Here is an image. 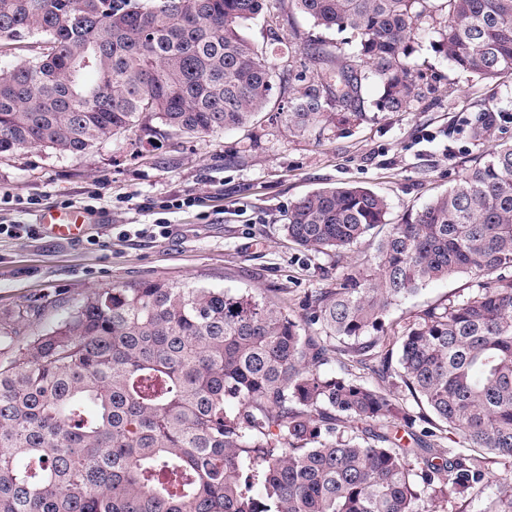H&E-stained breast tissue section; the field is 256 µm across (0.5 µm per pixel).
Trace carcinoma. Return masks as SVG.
<instances>
[{
	"label": "carcinoma",
	"mask_w": 512,
	"mask_h": 512,
	"mask_svg": "<svg viewBox=\"0 0 512 512\" xmlns=\"http://www.w3.org/2000/svg\"><path fill=\"white\" fill-rule=\"evenodd\" d=\"M429 2L289 0L360 40L350 53L308 45L317 80L270 119L305 130L332 103L352 107L363 66L381 109L423 98L405 44ZM442 6L455 68L512 73V0ZM265 7L0 0V153L81 156L126 132L153 143L247 126L275 72L241 28ZM388 214L349 183L291 206L283 230L301 248L377 238L375 272L299 311L164 280L98 288L37 336L21 326L38 311L22 308L0 330V512H435L488 489L493 512H512V145L400 222ZM460 273L467 294L386 322ZM338 358L343 372L321 371ZM437 435L448 447L427 443Z\"/></svg>",
	"instance_id": "carcinoma-1"
}]
</instances>
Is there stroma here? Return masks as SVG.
Here are the masks:
<instances>
[{
  "label": "stroma",
  "instance_id": "35a3bbf8",
  "mask_svg": "<svg viewBox=\"0 0 512 512\" xmlns=\"http://www.w3.org/2000/svg\"><path fill=\"white\" fill-rule=\"evenodd\" d=\"M279 8L288 23L270 14L248 23L245 34L279 71L286 87H274L272 107H287L317 78L305 61L308 41L335 46L340 34ZM433 21H424L407 43L426 89L400 112L377 105L380 84L362 82L352 109H329L322 123L305 131L261 118L244 131L179 138L156 145L134 134L118 136L82 156L49 149L0 154V190L41 198L46 209L68 202L94 204L96 222L74 242L44 234L0 235V321L16 319L21 306L39 308L29 332L50 329L98 288L162 279L180 286L249 291L301 308L310 291L335 287L343 274L366 266L370 242L338 255L300 250L288 242L283 224L290 206L320 187L351 182L386 198L388 218L447 191L488 153L512 144V123L486 128L485 112L512 113V74L488 80L457 70L436 47ZM195 197L181 209L139 210L142 202ZM167 231H159V222ZM141 237L126 236L128 223ZM461 274L434 282L391 309L395 321L466 292Z\"/></svg>",
  "mask_w": 512,
  "mask_h": 512
}]
</instances>
